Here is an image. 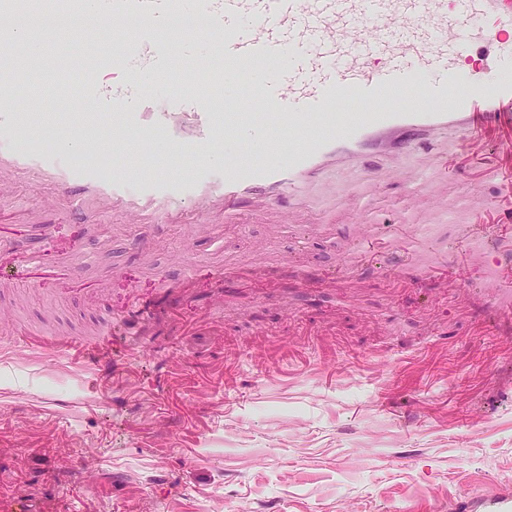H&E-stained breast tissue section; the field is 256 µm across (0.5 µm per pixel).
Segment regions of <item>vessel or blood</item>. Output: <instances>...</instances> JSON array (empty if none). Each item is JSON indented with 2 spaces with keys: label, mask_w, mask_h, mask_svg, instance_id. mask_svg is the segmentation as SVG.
Listing matches in <instances>:
<instances>
[{
  "label": "vessel or blood",
  "mask_w": 512,
  "mask_h": 512,
  "mask_svg": "<svg viewBox=\"0 0 512 512\" xmlns=\"http://www.w3.org/2000/svg\"><path fill=\"white\" fill-rule=\"evenodd\" d=\"M78 3L121 46L83 91L55 86L69 112L58 129L43 123L44 99L22 86L44 68L41 33L12 24L25 0H0V185L76 187L83 207L144 224L160 215L178 224L194 211L273 229L305 224L313 212L323 224L363 225L359 247L336 269L342 279L381 243L358 202L382 183L411 189L403 226L411 248L393 270L412 279L434 270L424 241L442 215L489 238L512 224V194L490 201L444 151L460 135L495 144L490 169L512 182V0ZM186 13L199 25L172 41ZM212 57L221 65L202 77ZM175 69L180 91L160 95ZM397 89L407 97L395 98ZM45 136L55 148L22 149ZM245 143L256 147L246 158ZM78 147L111 153V169L77 165ZM75 275L60 253L48 285L65 293ZM99 342L23 327L7 339L14 350L78 358Z\"/></svg>",
  "instance_id": "b4317fda"
}]
</instances>
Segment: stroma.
<instances>
[{
    "mask_svg": "<svg viewBox=\"0 0 512 512\" xmlns=\"http://www.w3.org/2000/svg\"><path fill=\"white\" fill-rule=\"evenodd\" d=\"M409 193L376 190L384 247L340 284L358 224H287L259 253L262 224H116L77 192L13 187L0 257L47 267L75 251L87 282H109L93 303L31 290L22 322L82 336L153 311L95 359L0 358V498L31 512H497L512 499V318L473 292L490 272L450 220L428 237L449 276H389ZM30 206L67 233L16 232Z\"/></svg>",
    "mask_w": 512,
    "mask_h": 512,
    "instance_id": "stroma-1",
    "label": "stroma"
}]
</instances>
